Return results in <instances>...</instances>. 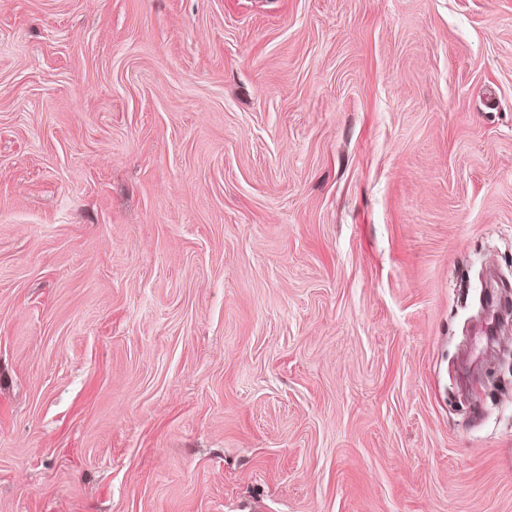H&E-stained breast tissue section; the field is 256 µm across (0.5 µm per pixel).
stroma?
I'll return each mask as SVG.
<instances>
[{"instance_id":"1","label":"stroma","mask_w":512,"mask_h":512,"mask_svg":"<svg viewBox=\"0 0 512 512\" xmlns=\"http://www.w3.org/2000/svg\"><path fill=\"white\" fill-rule=\"evenodd\" d=\"M512 0H0V512H512Z\"/></svg>"}]
</instances>
